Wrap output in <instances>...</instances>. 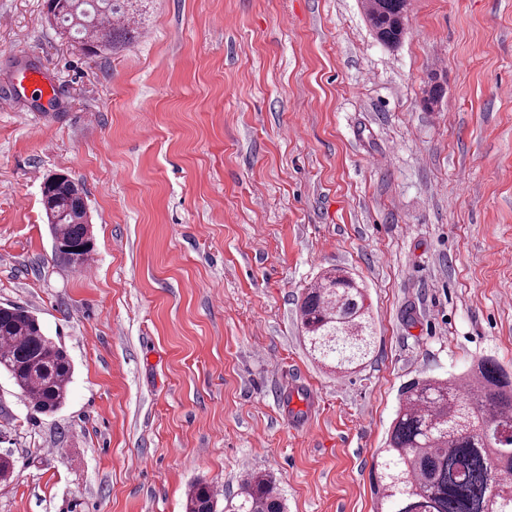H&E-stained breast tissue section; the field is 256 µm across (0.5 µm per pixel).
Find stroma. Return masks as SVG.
Returning a JSON list of instances; mask_svg holds the SVG:
<instances>
[{
    "label": "stroma",
    "instance_id": "35a3bbf8",
    "mask_svg": "<svg viewBox=\"0 0 512 512\" xmlns=\"http://www.w3.org/2000/svg\"><path fill=\"white\" fill-rule=\"evenodd\" d=\"M135 18L132 45L90 56L44 0H0V304L74 367L52 414L0 373V512H184L191 482L225 500L252 470L288 512H375L402 386L481 357L512 374V0H408L394 47L364 0ZM27 70L53 98L19 91ZM55 172L86 193L93 273L54 253ZM336 266L376 331L345 377L297 320Z\"/></svg>",
    "mask_w": 512,
    "mask_h": 512
}]
</instances>
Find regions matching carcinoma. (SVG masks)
I'll return each instance as SVG.
<instances>
[{
    "instance_id": "cac0c4a2",
    "label": "carcinoma",
    "mask_w": 512,
    "mask_h": 512,
    "mask_svg": "<svg viewBox=\"0 0 512 512\" xmlns=\"http://www.w3.org/2000/svg\"><path fill=\"white\" fill-rule=\"evenodd\" d=\"M132 0H55L48 11L90 52L132 42L135 30L113 24L129 15ZM407 0H373L368 16L377 38L398 44ZM41 204L55 255L84 268L93 252L87 204L64 173L47 176ZM363 285L341 268L324 271L299 305L304 341L314 360L338 376L368 359L374 327ZM9 375L34 412L53 413L66 402L73 375L70 358L45 335L39 318L23 306H0V372ZM500 428L486 434L487 425ZM376 512H512V378L494 359L466 372L406 384L386 446L374 462ZM272 475L251 471L228 512H284ZM185 512H219L213 487L190 485Z\"/></svg>"
}]
</instances>
